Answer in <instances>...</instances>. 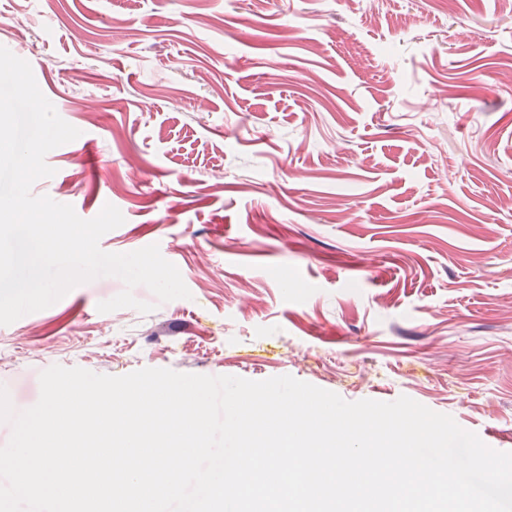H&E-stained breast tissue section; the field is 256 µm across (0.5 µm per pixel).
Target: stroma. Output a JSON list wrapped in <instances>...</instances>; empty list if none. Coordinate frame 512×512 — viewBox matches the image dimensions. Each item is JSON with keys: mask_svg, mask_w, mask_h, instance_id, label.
I'll return each instance as SVG.
<instances>
[{"mask_svg": "<svg viewBox=\"0 0 512 512\" xmlns=\"http://www.w3.org/2000/svg\"><path fill=\"white\" fill-rule=\"evenodd\" d=\"M0 46L80 135L34 195L151 244L191 296L83 283L0 326V386L61 365L408 396L512 452V0H0ZM124 179L114 191L115 179Z\"/></svg>", "mask_w": 512, "mask_h": 512, "instance_id": "35a3bbf8", "label": "stroma"}]
</instances>
